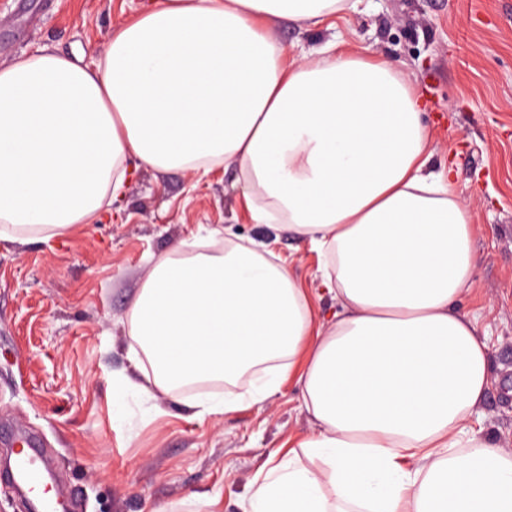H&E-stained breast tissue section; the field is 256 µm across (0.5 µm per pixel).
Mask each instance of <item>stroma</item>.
I'll return each mask as SVG.
<instances>
[{
	"label": "stroma",
	"instance_id": "obj_1",
	"mask_svg": "<svg viewBox=\"0 0 512 512\" xmlns=\"http://www.w3.org/2000/svg\"><path fill=\"white\" fill-rule=\"evenodd\" d=\"M147 0H0V65L41 47L91 63ZM270 33L293 51L342 35L397 62L424 105L437 167H452L482 261L460 300L490 342V385L472 418L512 451V0H362L333 23ZM272 244L318 316V253L246 208L236 169L205 178L139 168L120 206L64 237L0 244V437L37 434L79 512H243L256 472L312 423L285 382L263 408L196 416L195 390L119 397L124 319L152 262L195 239Z\"/></svg>",
	"mask_w": 512,
	"mask_h": 512
}]
</instances>
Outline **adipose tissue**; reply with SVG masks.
Here are the masks:
<instances>
[{
  "mask_svg": "<svg viewBox=\"0 0 512 512\" xmlns=\"http://www.w3.org/2000/svg\"><path fill=\"white\" fill-rule=\"evenodd\" d=\"M361 0H151L93 65L42 47L0 66V241L67 234L134 166L237 167L251 218L324 257L320 324L273 251L204 239L154 261L126 315L121 391L221 381L190 406H262L286 379L314 422L270 454L246 512H512V452L470 425L490 346L457 308L481 258L409 79L381 57L296 55L267 30Z\"/></svg>",
  "mask_w": 512,
  "mask_h": 512,
  "instance_id": "ef3b65f1",
  "label": "adipose tissue"
}]
</instances>
